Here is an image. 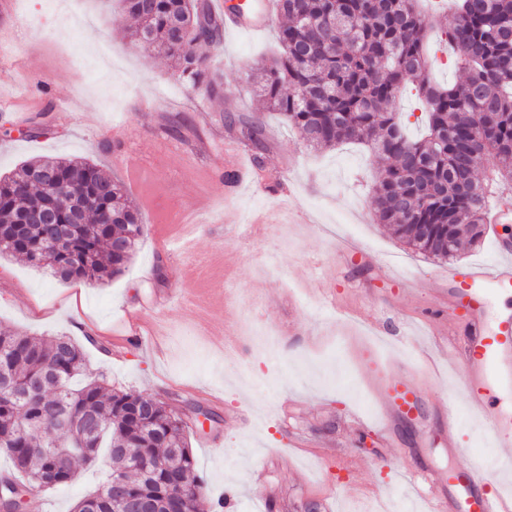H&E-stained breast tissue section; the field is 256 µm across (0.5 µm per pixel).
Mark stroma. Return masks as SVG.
I'll use <instances>...</instances> for the list:
<instances>
[{"mask_svg": "<svg viewBox=\"0 0 512 512\" xmlns=\"http://www.w3.org/2000/svg\"><path fill=\"white\" fill-rule=\"evenodd\" d=\"M0 9V176L40 157H83L117 178L147 233L123 275L104 284L52 277L22 259L0 257V326L37 336L76 335L86 372L114 387L166 402L177 413L206 409L190 445L207 501L231 498L233 512H303L331 494L336 512H427L412 484L419 454L440 469L491 462L483 436L464 421V450L449 458L434 437L455 379L443 354L415 367L400 358L407 335H420L435 310L447 309L444 262L412 253L375 220L368 183L378 159L365 145L306 146L277 116H262L247 76L276 49L273 31L225 37L206 52L224 85L241 92L238 119L265 117L263 166L229 188L228 164L252 158L251 146L226 126L224 103L179 78L164 55L126 36L134 21L121 0H83L84 24L62 23L63 4L12 0ZM186 120L182 138L164 130ZM268 222L246 233L245 220ZM199 217L195 258L205 268L180 274L186 257L170 253L164 229L178 215ZM325 216L342 218L362 255L350 258L333 233L313 231ZM320 279L337 308L309 304V276ZM204 305L201 323L179 299ZM253 304L275 325L281 349L272 359L249 348L220 353L234 329L233 309ZM140 312V335L127 315ZM371 315L367 335L358 312ZM417 389L421 405L399 423L389 448L365 450L378 414L368 387L373 360ZM100 478L82 470L73 483L32 489L27 512H71Z\"/></svg>", "mask_w": 512, "mask_h": 512, "instance_id": "35a3bbf8", "label": "stroma"}]
</instances>
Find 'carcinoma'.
Returning a JSON list of instances; mask_svg holds the SVG:
<instances>
[{
  "label": "carcinoma",
  "instance_id": "1",
  "mask_svg": "<svg viewBox=\"0 0 512 512\" xmlns=\"http://www.w3.org/2000/svg\"><path fill=\"white\" fill-rule=\"evenodd\" d=\"M138 21L133 41L172 58L191 87L225 96L224 76L211 68L204 45L224 29L209 0H122ZM418 0H276L283 23L277 50L251 74L256 94L313 149L354 141L387 161L373 174L376 221L388 224L414 253L456 257L462 240L480 242L495 195L512 186V0H454L452 14L425 18ZM446 37L448 60L467 73L462 84L431 76L428 30ZM416 90L420 115L396 111L399 96ZM415 121H410V118ZM425 124L419 138L412 123ZM263 146V124L237 128ZM486 165L493 177L476 178ZM57 173L59 190L35 183L40 170ZM85 209L72 221L69 197ZM52 209L68 225L63 250L52 224L22 223ZM147 233L120 181L87 159L39 158L0 178V255L17 256L64 280L104 283L122 275ZM85 375L83 349L69 336H31L0 328V449L12 463L0 480L57 488L98 462L106 476L75 503L85 512H114L109 488L122 480L138 497L167 512H204L194 476L191 426L169 405L115 389L104 376Z\"/></svg>",
  "mask_w": 512,
  "mask_h": 512
}]
</instances>
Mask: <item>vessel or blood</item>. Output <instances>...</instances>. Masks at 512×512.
Here are the masks:
<instances>
[{
  "label": "vessel or blood",
  "instance_id": "vessel-or-blood-1",
  "mask_svg": "<svg viewBox=\"0 0 512 512\" xmlns=\"http://www.w3.org/2000/svg\"><path fill=\"white\" fill-rule=\"evenodd\" d=\"M270 8L255 12L247 0L240 11L224 16L228 34H260L269 27ZM495 258L486 264L445 271L448 323L432 324L431 333L452 349V365L473 419L495 450L488 466L470 465L440 473L426 463L415 471L429 512H512V311L497 314L493 303L512 295V247L494 238ZM377 410L382 431L411 414L418 396L404 381L377 373ZM462 420L456 408L443 410L439 430L449 454L461 450Z\"/></svg>",
  "mask_w": 512,
  "mask_h": 512
}]
</instances>
